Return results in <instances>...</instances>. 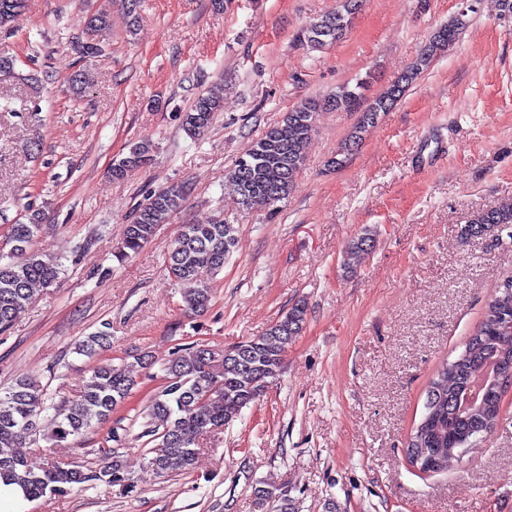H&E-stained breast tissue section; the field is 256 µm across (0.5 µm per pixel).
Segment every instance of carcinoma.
<instances>
[{
	"label": "carcinoma",
	"instance_id": "carcinoma-1",
	"mask_svg": "<svg viewBox=\"0 0 512 512\" xmlns=\"http://www.w3.org/2000/svg\"><path fill=\"white\" fill-rule=\"evenodd\" d=\"M363 0H339L336 10L310 23L300 40L313 49L331 45L345 36ZM23 7V0H0V29L6 27ZM465 22L455 19L433 33L420 55L401 77L369 103H364L367 80L344 84L325 100L309 99L285 113L269 126L246 155L238 158L227 173V180L247 210L268 208L288 197L301 169L315 131L316 112L327 109L361 110L357 125L345 139L339 157L332 161L343 166L357 150L368 125L377 122L403 97L406 88L458 38ZM224 83L211 85L183 116V126L191 136H201L209 128L215 112L223 108ZM152 144L139 142L129 152L113 160L112 179L120 180L133 169L150 161ZM189 193L182 183H173L147 196L135 208L126 225L118 256L138 253L158 229L179 211ZM38 215L26 224H13L9 242L25 254L21 262H5L0 256V332L6 331L18 312L31 300L36 287L52 286L62 264L59 260L30 250L38 231ZM497 234L496 244L512 243V202L477 214L464 227L465 240ZM238 243L237 228L222 220L210 224H186L168 252L170 276L183 286L186 311L206 312L212 301L211 289L199 279L200 272L214 274ZM373 246L365 231L347 246L356 257ZM306 320L302 304L290 308L266 332L220 353L201 347H178L162 366L163 382L141 412V436L150 437L149 464L158 474L189 471L198 454L201 437L223 428L241 410L264 392L267 380L281 370L288 341L300 334ZM112 343L109 324L86 337L75 353L93 359ZM491 367L494 378L483 389V396L471 409L458 405L476 374ZM512 381V276L501 280L488 304L483 320L466 340L463 350L436 368L426 389L424 411L411 428L406 451L411 464L423 473H440L459 465L460 458L478 452L481 442L498 425L503 391L497 377ZM136 381L125 364L99 362L91 369L81 393L58 403L34 380H21L0 388V481L19 485L25 498L35 500L59 493L89 481L122 485L134 491L125 472L118 429L108 432L105 441L116 447L103 448L104 462L97 470L78 465L51 464L38 470L18 451L22 436L36 430L38 417L53 411L55 438L66 440L88 434L97 424L132 394ZM260 512H295V501L286 487L255 489Z\"/></svg>",
	"mask_w": 512,
	"mask_h": 512
}]
</instances>
